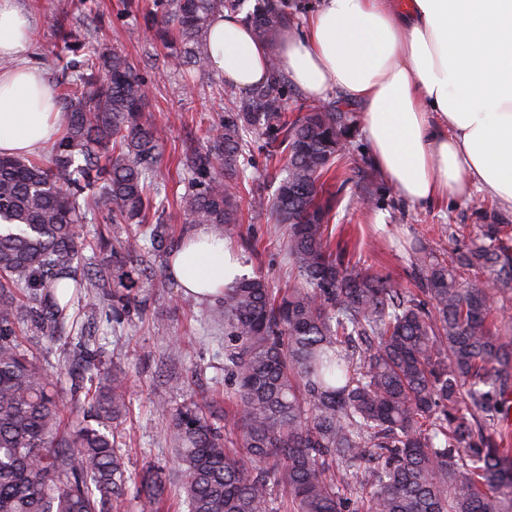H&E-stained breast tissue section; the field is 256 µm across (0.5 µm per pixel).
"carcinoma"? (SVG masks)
Segmentation results:
<instances>
[{"instance_id": "1", "label": "carcinoma", "mask_w": 512, "mask_h": 512, "mask_svg": "<svg viewBox=\"0 0 512 512\" xmlns=\"http://www.w3.org/2000/svg\"><path fill=\"white\" fill-rule=\"evenodd\" d=\"M288 0H150L144 27L170 46L139 70L121 50L70 34L58 86L64 130L45 160L0 155V512H159L162 470L130 469L126 371L79 317L120 324L151 281L141 253L176 256L192 237L146 223L161 132L145 116L148 86L167 71L211 73L204 33L230 11L276 43ZM224 90V112L178 165V206L218 236L238 223L237 190L253 143L284 160L276 193L251 207L284 228L299 285L259 274L219 288L209 320L224 324V423L195 395L165 420L187 512H512V225L494 221L447 261L406 244L416 288H398L335 241L350 125L336 103L288 118L287 79ZM139 231L89 237L88 217ZM91 255H85V251ZM82 311L71 313L75 297ZM72 347L69 383L48 374L38 338Z\"/></svg>"}]
</instances>
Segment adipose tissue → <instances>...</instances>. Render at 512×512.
<instances>
[{
	"instance_id": "1",
	"label": "adipose tissue",
	"mask_w": 512,
	"mask_h": 512,
	"mask_svg": "<svg viewBox=\"0 0 512 512\" xmlns=\"http://www.w3.org/2000/svg\"><path fill=\"white\" fill-rule=\"evenodd\" d=\"M29 13L0 0V154L38 155L63 128L55 90L26 58ZM213 70L241 90L268 62L311 99L339 91L362 107L372 160L411 206L480 191L512 208V0H321L302 34L260 40L240 16L207 31ZM172 269L207 298L241 274L224 241L199 227Z\"/></svg>"
}]
</instances>
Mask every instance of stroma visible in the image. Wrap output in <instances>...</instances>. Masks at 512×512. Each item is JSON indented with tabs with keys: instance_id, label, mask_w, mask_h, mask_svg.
<instances>
[{
	"instance_id": "obj_1",
	"label": "stroma",
	"mask_w": 512,
	"mask_h": 512,
	"mask_svg": "<svg viewBox=\"0 0 512 512\" xmlns=\"http://www.w3.org/2000/svg\"><path fill=\"white\" fill-rule=\"evenodd\" d=\"M33 17L34 42L28 59L50 80L62 76L56 53L66 33L94 43L121 47L136 66L163 62L167 50L152 31L138 28L129 34L112 22L123 8L122 0H19ZM67 16L66 28L56 19ZM218 74L203 77L189 70L161 78L151 88L147 116L164 129L158 162L164 201L156 213L173 232L184 226L176 203L188 182L176 162L182 151L200 145L204 130L213 124L222 106L217 87ZM277 169L264 150L255 149L251 176L239 199V221L227 237L229 246L248 273H264L272 287L294 285L283 254V234L271 215L255 213L250 205L253 188L274 194L272 178ZM346 185L335 221L349 227V238L358 243L360 258L381 270L398 287L415 284L410 262L402 247L407 238H422L439 257L450 256L458 241L449 239L451 224H479L491 215L512 224V209L473 194L467 200H448L426 207H412L399 197L373 164L369 143L360 121H353L350 143L343 163ZM155 280L139 294L141 307L131 310L120 336L112 325L96 324V335L112 366L125 370L130 380L129 412L124 427L134 435L128 465L133 469L151 465L173 471L172 454L163 436V423L154 416L152 404L163 398L179 404L190 395L209 394L216 416L224 414V359L217 354L224 340L223 329L207 318L209 300H200L194 311L181 309L169 289L170 275L162 259H154Z\"/></svg>"
}]
</instances>
